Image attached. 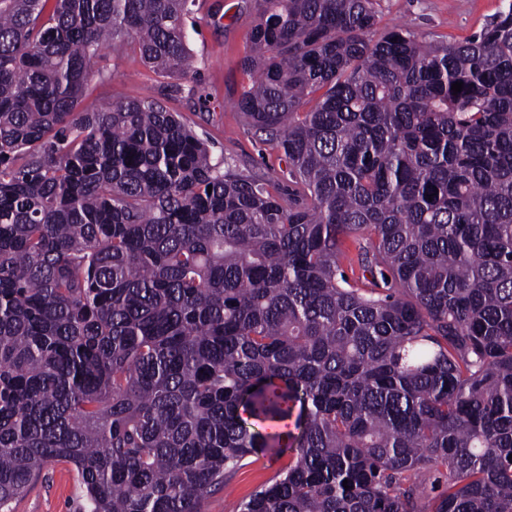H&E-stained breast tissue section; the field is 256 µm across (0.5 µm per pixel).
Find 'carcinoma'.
I'll return each instance as SVG.
<instances>
[{"label":"carcinoma","mask_w":512,"mask_h":512,"mask_svg":"<svg viewBox=\"0 0 512 512\" xmlns=\"http://www.w3.org/2000/svg\"><path fill=\"white\" fill-rule=\"evenodd\" d=\"M253 3L287 194L157 100L75 113L108 47L197 71L195 0H0V512L59 462L78 512H203L258 448L238 512H512V0L458 43ZM288 460V455L279 456L270 449L251 455L247 465L232 479V491L210 496L205 503V512H237L240 501L285 468Z\"/></svg>","instance_id":"cac0c4a2"}]
</instances>
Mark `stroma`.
<instances>
[{"mask_svg": "<svg viewBox=\"0 0 512 512\" xmlns=\"http://www.w3.org/2000/svg\"><path fill=\"white\" fill-rule=\"evenodd\" d=\"M504 6V0H377V28L402 25L426 40L459 41L471 36ZM254 13L248 0H196L189 44L200 61L187 78H160L138 53L124 47L97 59L81 110L113 99H154L181 114L206 140L214 157L241 170L282 173L281 151L250 132L237 100L249 78L240 62L250 45ZM197 86L199 97L186 93ZM288 464L267 449L251 455L234 476L230 493H217L205 512H238L240 501ZM80 488L71 466L57 464L11 504L12 512H77Z\"/></svg>", "mask_w": 512, "mask_h": 512, "instance_id": "1", "label": "stroma"}]
</instances>
